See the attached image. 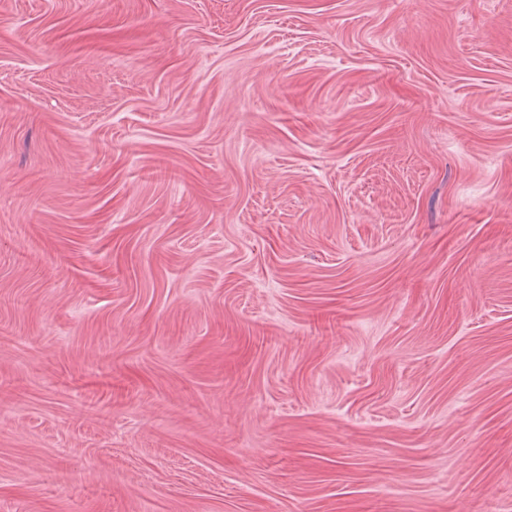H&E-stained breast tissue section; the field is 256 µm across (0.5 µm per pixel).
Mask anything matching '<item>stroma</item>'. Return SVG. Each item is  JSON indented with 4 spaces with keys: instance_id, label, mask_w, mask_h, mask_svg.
I'll return each instance as SVG.
<instances>
[{
    "instance_id": "obj_1",
    "label": "stroma",
    "mask_w": 512,
    "mask_h": 512,
    "mask_svg": "<svg viewBox=\"0 0 512 512\" xmlns=\"http://www.w3.org/2000/svg\"><path fill=\"white\" fill-rule=\"evenodd\" d=\"M0 512H512V0H0Z\"/></svg>"
}]
</instances>
